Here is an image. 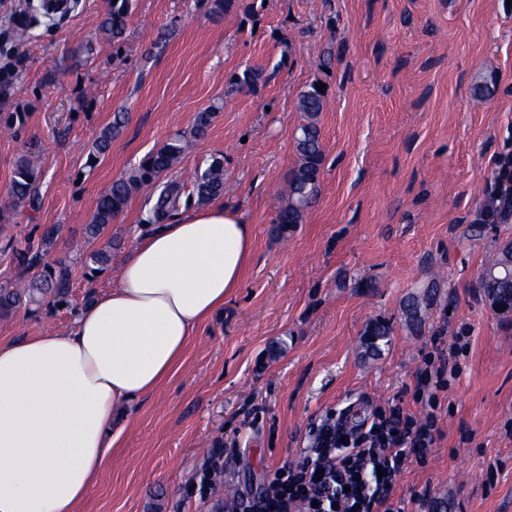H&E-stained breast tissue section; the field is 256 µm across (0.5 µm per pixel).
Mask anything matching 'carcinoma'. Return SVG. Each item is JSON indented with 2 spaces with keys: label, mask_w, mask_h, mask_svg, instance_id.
I'll return each mask as SVG.
<instances>
[{
  "label": "carcinoma",
  "mask_w": 512,
  "mask_h": 512,
  "mask_svg": "<svg viewBox=\"0 0 512 512\" xmlns=\"http://www.w3.org/2000/svg\"><path fill=\"white\" fill-rule=\"evenodd\" d=\"M242 5V0H210V13L216 17L227 14ZM132 0H112L108 11L100 21L98 29L106 41L120 45L125 40L127 19L131 14ZM52 12L45 4L34 0H19L15 10L12 37L15 42H27L33 31ZM18 64L0 67V103L8 102L15 93L21 70ZM263 71L247 68L234 76L229 82L230 91L249 89L262 79ZM319 82H312L301 92L297 108L302 113V122L294 133V145L297 163L288 179V195L284 206L280 208L275 219V232L279 235L302 223L303 216L315 202L325 154L321 138L320 114L325 108V93L317 89ZM222 110V105L213 104L198 112L187 131L180 132L168 142L149 152L129 173L112 181L111 186L99 194L91 222L86 226L88 241L98 239L105 227L123 212L132 195L143 187H150L158 193L151 210L149 223L158 224L165 221L170 211L176 207L182 194L195 197L200 201L214 199L224 195V157L211 159L207 168L194 175L191 185L180 184L168 179L172 169L177 165L190 145L205 137L211 125ZM124 126V117L116 115L112 123L102 129L92 142L88 154L87 166L94 167L101 157L109 151L112 140L117 137ZM42 172L26 153L17 157L10 179L8 197L11 207L31 202L35 198ZM54 243L52 229H47L39 241L26 237L22 241H9L8 249L12 252L24 278L21 284L12 288L0 287V317H7L22 308H30L46 303L55 307L71 306L72 265L63 260H48V249ZM505 253H494L485 262L479 284L480 293L489 303H498L504 307L503 315L512 313V280L506 281L496 273L504 259ZM112 261V243L85 253L81 257L83 270L91 275L106 270ZM438 284L428 282L421 293L409 295L403 303L405 326L412 332H419L425 324L426 309L435 300ZM392 334L391 327L383 322L372 324L366 331L365 350L368 353L381 351L380 342ZM213 453L206 466L205 491L208 512H224V468Z\"/></svg>",
  "instance_id": "cac0c4a2"
}]
</instances>
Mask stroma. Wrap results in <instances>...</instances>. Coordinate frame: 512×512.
Returning <instances> with one entry per match:
<instances>
[{"label": "stroma", "mask_w": 512, "mask_h": 512, "mask_svg": "<svg viewBox=\"0 0 512 512\" xmlns=\"http://www.w3.org/2000/svg\"><path fill=\"white\" fill-rule=\"evenodd\" d=\"M18 0H0V65L24 57L1 112L0 200L15 159L35 153L34 207L0 214V286L17 284L8 240L55 228L50 258L87 250L96 197L152 149L224 107L174 169L186 176L224 158L219 201L250 224L253 254L240 288L189 345L155 395L131 403L81 512H205L193 486L223 442L224 491L256 496L309 444L311 424L353 406L355 417L396 402L420 415L416 375L434 337L466 336L440 436L426 463L397 478L395 498L447 500L448 512H512V316L496 314L476 281L490 253L512 244V218L486 214L497 161L512 154V6L506 0H263L255 13H209L208 0H134L121 47L100 39L109 0H72L22 47L4 33ZM264 70L251 90L230 78ZM325 86V163L316 203L277 236L297 156L292 132L306 86ZM494 86L476 99L479 84ZM124 113L118 137L86 165L99 131ZM141 189L110 224L120 264L149 229ZM113 269L75 274L72 306L0 318V336L66 330L76 308L109 288ZM439 290L421 332L401 305L430 278ZM376 322L392 328L376 356Z\"/></svg>", "instance_id": "35a3bbf8"}]
</instances>
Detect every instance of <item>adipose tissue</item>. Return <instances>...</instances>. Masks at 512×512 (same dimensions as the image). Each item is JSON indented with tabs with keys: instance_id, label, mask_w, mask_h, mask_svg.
Segmentation results:
<instances>
[{
	"instance_id": "obj_1",
	"label": "adipose tissue",
	"mask_w": 512,
	"mask_h": 512,
	"mask_svg": "<svg viewBox=\"0 0 512 512\" xmlns=\"http://www.w3.org/2000/svg\"><path fill=\"white\" fill-rule=\"evenodd\" d=\"M253 244L235 211L183 212L141 237L67 330L0 337V512H79L124 408L181 364Z\"/></svg>"
}]
</instances>
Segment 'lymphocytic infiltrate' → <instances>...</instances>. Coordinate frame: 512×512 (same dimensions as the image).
I'll return each mask as SVG.
<instances>
[{
    "label": "lymphocytic infiltrate",
    "instance_id": "lymphocytic-infiltrate-1",
    "mask_svg": "<svg viewBox=\"0 0 512 512\" xmlns=\"http://www.w3.org/2000/svg\"><path fill=\"white\" fill-rule=\"evenodd\" d=\"M447 370V360H429L417 373L424 417L396 404L359 420L346 410L327 413L310 429L300 460L276 469L264 493L241 500V512H404L393 500L395 482L436 445Z\"/></svg>",
    "mask_w": 512,
    "mask_h": 512
}]
</instances>
